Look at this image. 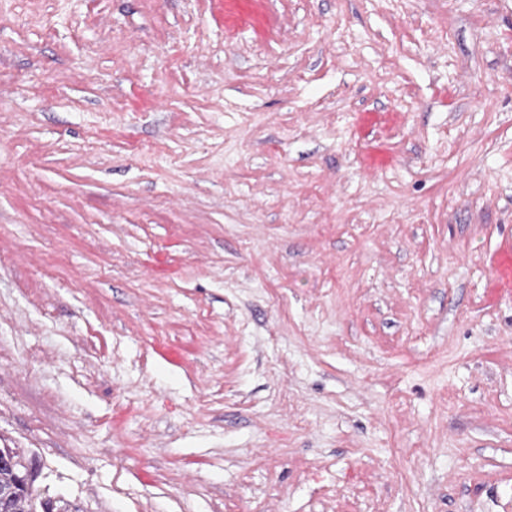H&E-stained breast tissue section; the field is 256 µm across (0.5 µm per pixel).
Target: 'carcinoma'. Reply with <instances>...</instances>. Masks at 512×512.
Returning a JSON list of instances; mask_svg holds the SVG:
<instances>
[{
    "label": "carcinoma",
    "mask_w": 512,
    "mask_h": 512,
    "mask_svg": "<svg viewBox=\"0 0 512 512\" xmlns=\"http://www.w3.org/2000/svg\"><path fill=\"white\" fill-rule=\"evenodd\" d=\"M9 462L0 465V512H72L70 504L59 500H47L40 504L35 502L34 493L26 492L22 485L23 478L33 471V463L18 448L7 446L0 448Z\"/></svg>",
    "instance_id": "cac0c4a2"
}]
</instances>
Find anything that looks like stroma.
<instances>
[{
    "label": "stroma",
    "instance_id": "stroma-1",
    "mask_svg": "<svg viewBox=\"0 0 512 512\" xmlns=\"http://www.w3.org/2000/svg\"><path fill=\"white\" fill-rule=\"evenodd\" d=\"M0 439L77 512H512V0H0Z\"/></svg>",
    "mask_w": 512,
    "mask_h": 512
}]
</instances>
